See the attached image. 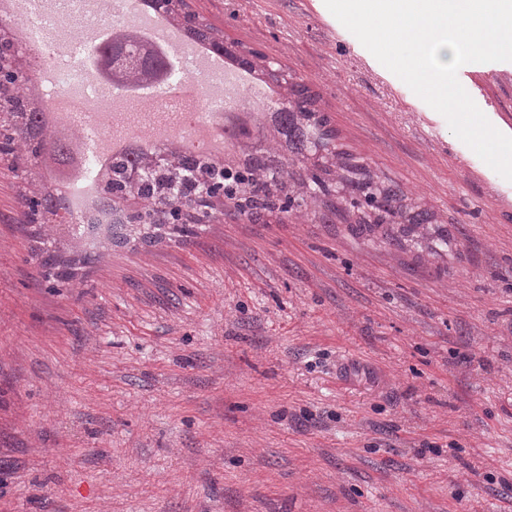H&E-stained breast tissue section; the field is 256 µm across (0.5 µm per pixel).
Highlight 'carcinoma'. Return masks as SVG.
<instances>
[{
  "instance_id": "carcinoma-1",
  "label": "carcinoma",
  "mask_w": 512,
  "mask_h": 512,
  "mask_svg": "<svg viewBox=\"0 0 512 512\" xmlns=\"http://www.w3.org/2000/svg\"><path fill=\"white\" fill-rule=\"evenodd\" d=\"M188 38L224 55V64L248 71L264 85L274 98L258 108L251 107L229 117L238 130L231 146L238 149L232 157L217 161L206 154H189L183 148L161 149L164 163L154 162L157 151H141L135 147L117 151L104 170L89 171L92 181L103 183V194L84 203L80 210L85 223H72L73 211L60 210L53 201L52 187L39 185L30 200L35 204L31 215L45 224L64 228L62 236L75 242V255L64 259L50 251L36 254L44 269L43 277L51 288H59L72 277V265L88 264L100 257L99 248L108 241L115 247L134 242L151 246L163 236L184 242L197 234L198 226L214 218L200 204L201 191L208 185L224 186V192L238 196L241 204L238 217L252 221L262 217H279L292 207L308 204L317 194L331 195L333 181L343 184L350 196V205L358 215L351 223L356 235L370 234L386 224L400 225V234L424 237L430 215L411 211L404 204L403 193L392 183L374 180L364 168L350 162L343 152L336 151V133L316 108V97L310 88L298 81H288V73L275 69L266 56L237 43L224 44L214 28L203 23L185 28ZM127 49L136 57L133 64L114 60V51ZM103 74L112 81V88L138 90L167 81L166 54L124 27L109 30L105 43L96 55ZM7 111L12 136L7 142L28 147L37 167L51 160L59 176L65 178L81 156L80 145L56 136L39 97L0 95ZM273 131L275 152L263 148L266 131ZM138 167L145 173L136 186L126 181L127 169ZM129 189L145 203L144 216L134 221L118 217L105 203L104 195ZM185 223L166 224L170 210L181 211Z\"/></svg>"
}]
</instances>
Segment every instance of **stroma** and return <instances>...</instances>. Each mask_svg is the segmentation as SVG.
Instances as JSON below:
<instances>
[{"mask_svg":"<svg viewBox=\"0 0 512 512\" xmlns=\"http://www.w3.org/2000/svg\"><path fill=\"white\" fill-rule=\"evenodd\" d=\"M188 2L453 242L355 236L336 196L51 289L0 164V512H512V181L313 0ZM483 69L460 82L512 134V62Z\"/></svg>","mask_w":512,"mask_h":512,"instance_id":"1","label":"stroma"}]
</instances>
